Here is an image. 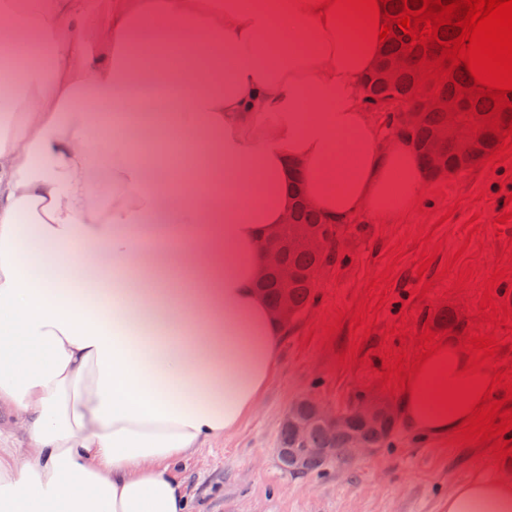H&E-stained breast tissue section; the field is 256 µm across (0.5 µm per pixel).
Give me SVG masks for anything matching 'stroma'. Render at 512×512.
Masks as SVG:
<instances>
[{
    "label": "stroma",
    "mask_w": 512,
    "mask_h": 512,
    "mask_svg": "<svg viewBox=\"0 0 512 512\" xmlns=\"http://www.w3.org/2000/svg\"><path fill=\"white\" fill-rule=\"evenodd\" d=\"M496 181L466 171L449 180H432L419 207L389 217L363 211L353 215L361 232L347 236L345 263L326 272L317 286V301L288 328L279 348L277 370L261 397L257 411L232 434L205 443L178 470L189 494L193 512H447L448 490L457 482L498 475V468L474 448L431 440L397 427L394 445L357 458L321 476H291L279 466L275 448L281 418L289 404L313 393L325 403L340 407L359 393L382 394L383 386L372 371L380 367L376 353L387 324L400 323V309L419 281L414 262L426 249L411 240V233L426 227L432 243L441 245L434 265L462 254L481 260V271L469 281L466 301L453 311L466 325V311L477 310L476 292L484 274L493 271L499 251L512 246V227L495 236L485 226L504 215L499 189L512 192V182ZM495 197L490 212L478 215L472 197L481 189ZM477 219L482 232L470 240L465 224ZM406 252L395 272L392 298L380 307L378 325L359 347L368 354V366L344 364L340 355L348 347L349 318H342L336 335L324 336L319 323L326 307L351 306L354 295L367 285L366 274H379L391 261L394 243Z\"/></svg>",
    "instance_id": "35a3bbf8"
}]
</instances>
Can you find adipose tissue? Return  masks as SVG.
Listing matches in <instances>:
<instances>
[{
    "label": "adipose tissue",
    "mask_w": 512,
    "mask_h": 512,
    "mask_svg": "<svg viewBox=\"0 0 512 512\" xmlns=\"http://www.w3.org/2000/svg\"><path fill=\"white\" fill-rule=\"evenodd\" d=\"M316 0H32L0 36H54L0 114V512H192L177 467L252 414L285 327L256 288L302 189L330 219L411 207L428 175L380 145L358 92L376 60ZM189 45L161 61L155 35ZM114 124L96 126L100 112ZM167 140L168 168L137 157ZM403 425L453 421L402 393ZM448 512H512V480Z\"/></svg>",
    "instance_id": "adipose-tissue-1"
}]
</instances>
